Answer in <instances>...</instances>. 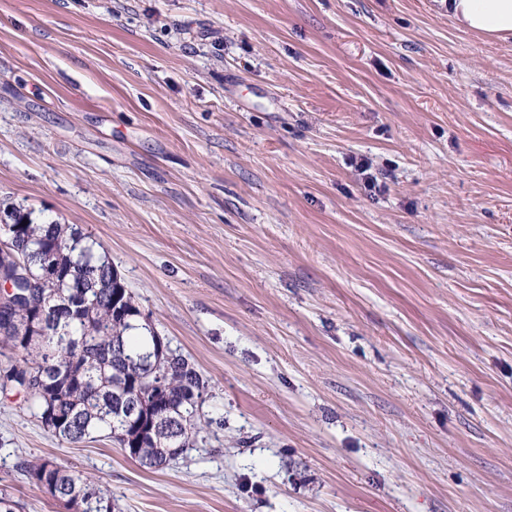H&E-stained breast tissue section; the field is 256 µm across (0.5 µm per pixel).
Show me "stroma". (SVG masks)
<instances>
[{"label":"stroma","mask_w":512,"mask_h":512,"mask_svg":"<svg viewBox=\"0 0 512 512\" xmlns=\"http://www.w3.org/2000/svg\"><path fill=\"white\" fill-rule=\"evenodd\" d=\"M1 203L100 241L224 420L149 470L0 393L20 512H66L43 458L115 512H512V36L439 0H0ZM28 478L67 509L80 504L81 512H114L112 496L99 481L73 474L62 464L45 459L34 465L24 466Z\"/></svg>","instance_id":"35a3bbf8"}]
</instances>
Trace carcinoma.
<instances>
[{
  "label": "carcinoma",
  "instance_id": "carcinoma-1",
  "mask_svg": "<svg viewBox=\"0 0 512 512\" xmlns=\"http://www.w3.org/2000/svg\"><path fill=\"white\" fill-rule=\"evenodd\" d=\"M16 259L33 285L0 306V345L22 357L0 369L5 382L61 443L105 436L146 469L184 454L200 430L224 429L202 419L208 381L189 359L147 324L104 246L73 224L29 220L0 228V276ZM37 487L66 508L114 512L99 481L45 459L25 465Z\"/></svg>",
  "mask_w": 512,
  "mask_h": 512
}]
</instances>
